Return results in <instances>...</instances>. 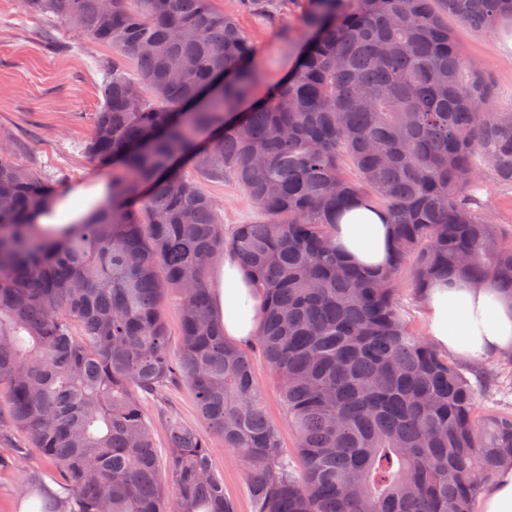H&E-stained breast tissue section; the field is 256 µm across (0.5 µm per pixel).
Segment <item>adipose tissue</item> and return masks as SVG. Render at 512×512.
<instances>
[{
	"mask_svg": "<svg viewBox=\"0 0 512 512\" xmlns=\"http://www.w3.org/2000/svg\"><path fill=\"white\" fill-rule=\"evenodd\" d=\"M112 185L95 177L72 186L48 205L34 211L31 223L56 238L92 220L111 198ZM336 248L350 264L378 270L393 258V230L386 215L356 203L347 209L334 237ZM262 293L233 256H225L216 276L214 310L230 342L244 346L257 336ZM427 334L438 350L471 362L488 356H512V295L487 281L474 284L457 278L432 280L424 290Z\"/></svg>",
	"mask_w": 512,
	"mask_h": 512,
	"instance_id": "obj_1",
	"label": "adipose tissue"
}]
</instances>
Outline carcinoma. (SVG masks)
I'll return each instance as SVG.
<instances>
[{
  "mask_svg": "<svg viewBox=\"0 0 512 512\" xmlns=\"http://www.w3.org/2000/svg\"><path fill=\"white\" fill-rule=\"evenodd\" d=\"M280 2L237 6L273 19ZM24 6L112 48L84 146L112 169L96 219L42 236L28 215L62 179L0 149V438L22 433L53 468L26 471L30 512H236L217 442L244 465L254 512H475L482 484L512 465V412L479 415L466 369L405 321L398 275L412 265L417 297L452 276L512 294V242L477 196L486 166L512 185V111H498L444 20L483 29L512 19V0H307L310 37L261 100L255 48L211 0ZM226 178L262 214L229 235L200 187ZM356 201L392 224L384 269L336 253L335 225ZM226 253L266 294L254 345L300 471L249 354L215 319ZM183 381L210 437L171 417L163 458L144 399ZM165 319L169 332L170 350L173 355H177L180 348V330L181 318L176 299L168 297L165 308Z\"/></svg>",
  "mask_w": 512,
  "mask_h": 512,
  "instance_id": "cac0c4a2",
  "label": "carcinoma"
}]
</instances>
